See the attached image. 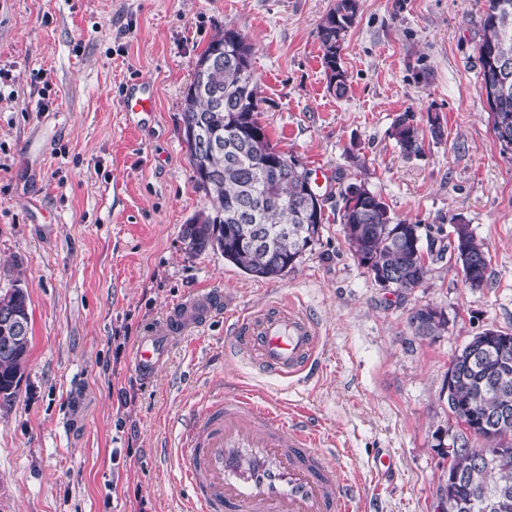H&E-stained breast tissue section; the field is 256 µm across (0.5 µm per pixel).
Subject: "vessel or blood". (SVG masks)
I'll return each instance as SVG.
<instances>
[{"instance_id": "vessel-or-blood-1", "label": "vessel or blood", "mask_w": 512, "mask_h": 512, "mask_svg": "<svg viewBox=\"0 0 512 512\" xmlns=\"http://www.w3.org/2000/svg\"><path fill=\"white\" fill-rule=\"evenodd\" d=\"M123 110L129 115L153 112L147 80L125 93ZM222 302V292L210 290L172 307L137 344L134 370L140 379L153 381L173 336L208 324ZM319 340L318 326L305 309L274 298L237 315L224 342L229 353L263 371L299 379L315 365ZM181 449L190 512H354L353 485L338 477L301 414L270 409L252 390L209 400L187 423Z\"/></svg>"}]
</instances>
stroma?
I'll list each match as a JSON object with an SVG mask.
<instances>
[{
  "label": "stroma",
  "mask_w": 512,
  "mask_h": 512,
  "mask_svg": "<svg viewBox=\"0 0 512 512\" xmlns=\"http://www.w3.org/2000/svg\"><path fill=\"white\" fill-rule=\"evenodd\" d=\"M334 0H0V291L29 297L30 354L0 400V512H188L183 424L216 379L269 407L305 410L358 512H434L448 461V364L472 336L512 330V150L480 93L486 0H359L342 54L345 96L328 88L318 27ZM254 46L259 120L298 159L328 216L287 275L262 281L220 253H186L204 206L182 133V101L215 30ZM149 81L152 115L126 118L128 83ZM411 112L439 117L407 159L392 135ZM364 181L392 214L451 232L458 216L490 251L484 287L449 253L406 292L377 285L340 222L341 184ZM222 289L224 314L175 336L150 383L135 347L185 296ZM272 297L305 308L319 363L292 382L226 358V322ZM448 329L415 336L420 306ZM395 466L374 468L378 452Z\"/></svg>",
  "instance_id": "obj_1"
}]
</instances>
